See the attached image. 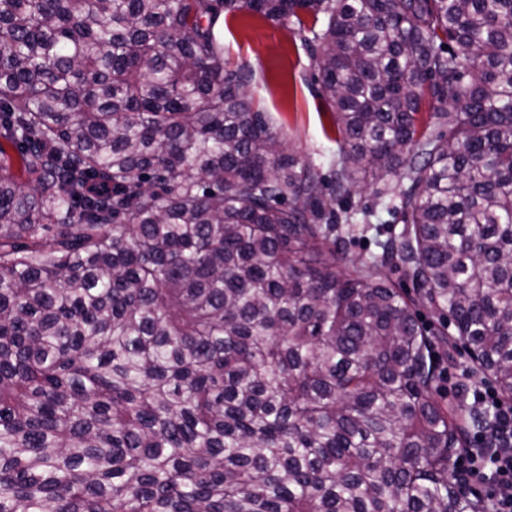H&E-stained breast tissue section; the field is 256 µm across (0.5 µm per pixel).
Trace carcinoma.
Returning <instances> with one entry per match:
<instances>
[{
	"label": "carcinoma",
	"mask_w": 512,
	"mask_h": 512,
	"mask_svg": "<svg viewBox=\"0 0 512 512\" xmlns=\"http://www.w3.org/2000/svg\"><path fill=\"white\" fill-rule=\"evenodd\" d=\"M241 10L321 23L334 196L398 188L349 273ZM0 139V512H486L415 306L512 402V0H0Z\"/></svg>",
	"instance_id": "1"
}]
</instances>
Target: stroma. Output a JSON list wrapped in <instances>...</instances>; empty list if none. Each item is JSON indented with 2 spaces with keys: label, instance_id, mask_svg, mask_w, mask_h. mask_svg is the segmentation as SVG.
<instances>
[{
  "label": "stroma",
  "instance_id": "obj_1",
  "mask_svg": "<svg viewBox=\"0 0 512 512\" xmlns=\"http://www.w3.org/2000/svg\"><path fill=\"white\" fill-rule=\"evenodd\" d=\"M214 33L225 60L248 73L254 105L270 117L288 149L332 187L342 135L318 82L312 33L295 20L272 22L247 11L226 14ZM352 201L354 208L370 211V225L350 234L345 249L349 257L365 259L377 252L378 242L398 238L403 223L400 214L380 204L375 186H360ZM435 353L444 374L439 384L444 401H459L458 383L481 385V378L470 374L464 350L439 344Z\"/></svg>",
  "mask_w": 512,
  "mask_h": 512
}]
</instances>
